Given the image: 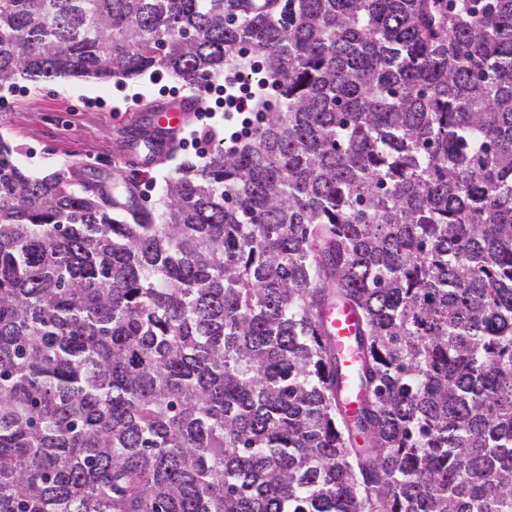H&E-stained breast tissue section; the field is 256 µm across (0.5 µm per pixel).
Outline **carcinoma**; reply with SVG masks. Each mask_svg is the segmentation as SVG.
Masks as SVG:
<instances>
[{
    "instance_id": "1",
    "label": "carcinoma",
    "mask_w": 512,
    "mask_h": 512,
    "mask_svg": "<svg viewBox=\"0 0 512 512\" xmlns=\"http://www.w3.org/2000/svg\"><path fill=\"white\" fill-rule=\"evenodd\" d=\"M148 72L270 96L157 213L0 136V512H512V0H0V90ZM331 338L339 356L343 371L344 395L341 407L347 415L357 412L363 400V392L354 379L357 357L358 317L349 306H334L327 314Z\"/></svg>"
}]
</instances>
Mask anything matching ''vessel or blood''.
<instances>
[{
  "label": "vessel or blood",
  "mask_w": 512,
  "mask_h": 512,
  "mask_svg": "<svg viewBox=\"0 0 512 512\" xmlns=\"http://www.w3.org/2000/svg\"><path fill=\"white\" fill-rule=\"evenodd\" d=\"M191 99L162 104L152 107L150 124L153 128L151 150L130 146L127 158L134 167L148 166L154 152L163 150L169 132L180 128L189 114ZM331 330L333 346L339 356L343 371L344 395L341 399L343 412L352 415L357 412L363 400V392L354 379V368L357 361L358 317L348 306L330 308L327 314Z\"/></svg>",
  "instance_id": "vessel-or-blood-1"
}]
</instances>
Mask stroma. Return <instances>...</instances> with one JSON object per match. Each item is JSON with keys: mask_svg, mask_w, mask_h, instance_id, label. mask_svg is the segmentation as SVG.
I'll return each instance as SVG.
<instances>
[{"mask_svg": "<svg viewBox=\"0 0 512 512\" xmlns=\"http://www.w3.org/2000/svg\"><path fill=\"white\" fill-rule=\"evenodd\" d=\"M187 92L169 76L156 80L146 75L123 87L58 80L0 97V135L34 175L67 166L88 190L118 177L133 183L143 202L152 206L173 162L160 163L139 180L125 165L124 153L131 140L147 131L146 110L152 102Z\"/></svg>", "mask_w": 512, "mask_h": 512, "instance_id": "obj_1", "label": "stroma"}]
</instances>
